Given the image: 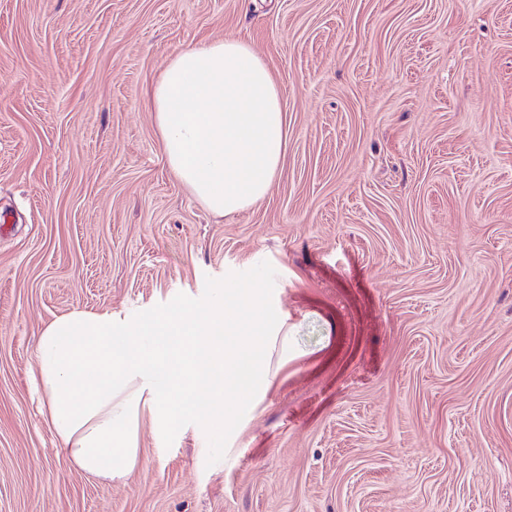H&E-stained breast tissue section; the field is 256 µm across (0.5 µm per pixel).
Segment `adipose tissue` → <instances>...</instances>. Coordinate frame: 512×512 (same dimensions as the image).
Segmentation results:
<instances>
[{
    "label": "adipose tissue",
    "instance_id": "1",
    "mask_svg": "<svg viewBox=\"0 0 512 512\" xmlns=\"http://www.w3.org/2000/svg\"><path fill=\"white\" fill-rule=\"evenodd\" d=\"M172 174L213 213L263 199L285 156L288 128L275 79L250 43L227 39L177 52L150 95ZM250 357L226 350L212 320L177 308L119 326L111 313L74 310L39 338L33 376L58 451L112 479L134 464L137 418L173 429L199 407L223 425L225 387L246 385Z\"/></svg>",
    "mask_w": 512,
    "mask_h": 512
}]
</instances>
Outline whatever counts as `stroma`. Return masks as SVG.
I'll return each mask as SVG.
<instances>
[{
  "mask_svg": "<svg viewBox=\"0 0 512 512\" xmlns=\"http://www.w3.org/2000/svg\"><path fill=\"white\" fill-rule=\"evenodd\" d=\"M226 38L266 61L288 143L219 217L146 99ZM0 218V512H512V0H0ZM175 307L288 334L223 435L143 411L128 475L78 471L38 337Z\"/></svg>",
  "mask_w": 512,
  "mask_h": 512,
  "instance_id": "35a3bbf8",
  "label": "stroma"
}]
</instances>
